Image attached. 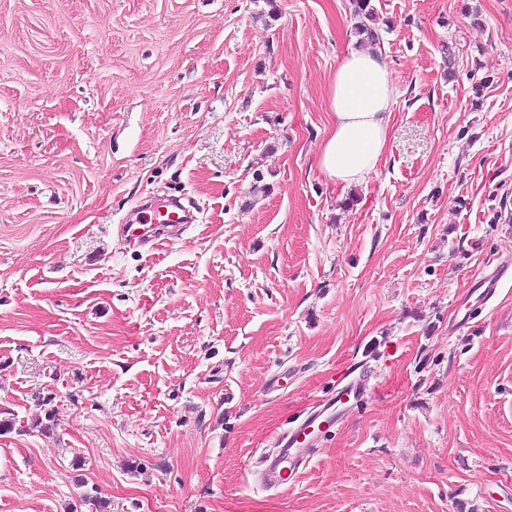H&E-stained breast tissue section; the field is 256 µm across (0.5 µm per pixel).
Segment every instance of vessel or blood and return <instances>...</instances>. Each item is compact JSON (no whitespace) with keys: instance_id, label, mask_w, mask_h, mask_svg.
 <instances>
[{"instance_id":"1","label":"vessel or blood","mask_w":512,"mask_h":512,"mask_svg":"<svg viewBox=\"0 0 512 512\" xmlns=\"http://www.w3.org/2000/svg\"><path fill=\"white\" fill-rule=\"evenodd\" d=\"M149 223L167 224L171 230H179L189 221V212L181 204L169 202L153 207L148 217ZM365 386L354 380L339 389L329 400L319 404L318 408L304 418L296 419L292 426L281 432L276 438L279 453L267 460L264 474L273 485H283L285 471H295L305 465L317 451V434L331 429L345 412L348 400H357L364 396Z\"/></svg>"}]
</instances>
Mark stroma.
Here are the masks:
<instances>
[{"label": "stroma", "mask_w": 512, "mask_h": 512, "mask_svg": "<svg viewBox=\"0 0 512 512\" xmlns=\"http://www.w3.org/2000/svg\"><path fill=\"white\" fill-rule=\"evenodd\" d=\"M373 5L392 128L344 189L350 0H0V512H512V281L469 294L512 261V0ZM169 196L194 222L127 239ZM366 391L360 380L353 379L339 389L331 399L319 404L318 408L306 417L300 419L299 416L292 426L281 432L276 438V444L280 448L278 455L266 461V480L273 485H285L288 477L284 478V471L288 469L291 473H296V470L305 465L317 452V432H329L342 418L351 399L362 398Z\"/></svg>", "instance_id": "35a3bbf8"}]
</instances>
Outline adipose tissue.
<instances>
[{"label": "adipose tissue", "instance_id": "1", "mask_svg": "<svg viewBox=\"0 0 512 512\" xmlns=\"http://www.w3.org/2000/svg\"><path fill=\"white\" fill-rule=\"evenodd\" d=\"M394 88L378 53L352 49L328 89L330 133L318 156L321 171L349 188L375 173L387 151Z\"/></svg>", "mask_w": 512, "mask_h": 512}]
</instances>
